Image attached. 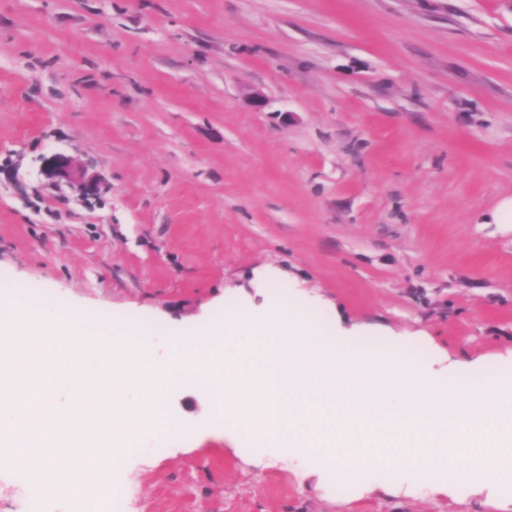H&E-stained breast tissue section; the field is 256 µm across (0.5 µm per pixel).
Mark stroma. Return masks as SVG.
Segmentation results:
<instances>
[{"label": "stroma", "mask_w": 512, "mask_h": 512, "mask_svg": "<svg viewBox=\"0 0 512 512\" xmlns=\"http://www.w3.org/2000/svg\"><path fill=\"white\" fill-rule=\"evenodd\" d=\"M53 152L94 194L42 175ZM506 199L512 0H0V309L32 286L162 359L276 291L324 339L479 388L512 374ZM211 400L172 384L123 455L140 512H512L493 474L341 491L225 441Z\"/></svg>", "instance_id": "obj_1"}]
</instances>
